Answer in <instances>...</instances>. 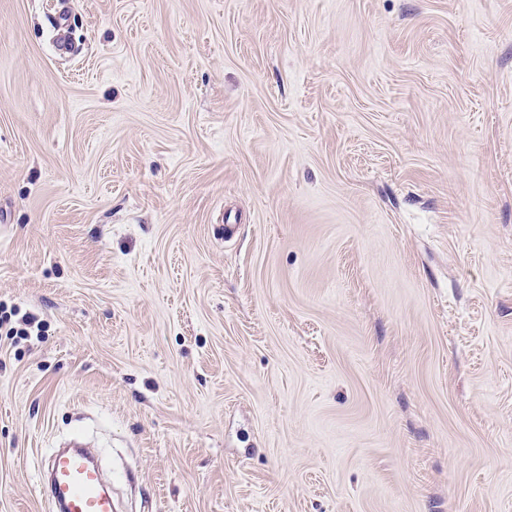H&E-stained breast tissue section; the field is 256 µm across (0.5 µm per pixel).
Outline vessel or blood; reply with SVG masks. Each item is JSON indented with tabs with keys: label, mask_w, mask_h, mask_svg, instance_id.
Here are the masks:
<instances>
[{
	"label": "vessel or blood",
	"mask_w": 512,
	"mask_h": 512,
	"mask_svg": "<svg viewBox=\"0 0 512 512\" xmlns=\"http://www.w3.org/2000/svg\"><path fill=\"white\" fill-rule=\"evenodd\" d=\"M43 468L46 489L60 512H116L112 494L86 449L76 445L52 451L44 456Z\"/></svg>",
	"instance_id": "1"
}]
</instances>
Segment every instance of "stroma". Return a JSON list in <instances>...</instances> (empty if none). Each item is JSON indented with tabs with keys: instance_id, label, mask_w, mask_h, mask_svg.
<instances>
[{
	"instance_id": "35a3bbf8",
	"label": "stroma",
	"mask_w": 512,
	"mask_h": 512,
	"mask_svg": "<svg viewBox=\"0 0 512 512\" xmlns=\"http://www.w3.org/2000/svg\"><path fill=\"white\" fill-rule=\"evenodd\" d=\"M13 307L0 512H512V0H0ZM16 315L17 313L15 310L13 311V313H10V316L6 315V311H3L2 315H0V329L1 326L3 325H11L6 332V335L19 336V338L21 339L22 337H24V339H27L28 336L32 335V328L36 323V336H39V333L42 331V323H40V321H37L34 315L24 314L21 317L20 321H18L17 326H12L11 317ZM80 443L69 450H53L42 458L46 489L62 512H115L111 492L92 456Z\"/></svg>"
}]
</instances>
